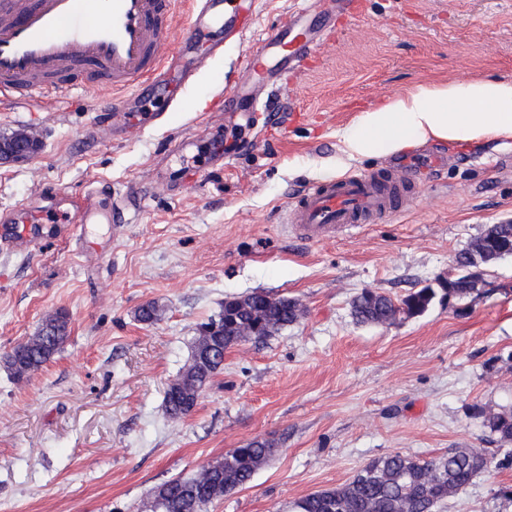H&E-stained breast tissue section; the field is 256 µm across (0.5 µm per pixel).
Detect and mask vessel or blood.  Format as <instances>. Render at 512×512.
<instances>
[{"label": "vessel or blood", "instance_id": "obj_1", "mask_svg": "<svg viewBox=\"0 0 512 512\" xmlns=\"http://www.w3.org/2000/svg\"><path fill=\"white\" fill-rule=\"evenodd\" d=\"M188 0L184 52L204 47L206 55L224 51L227 39L242 40L254 20V0ZM178 0H0V93L28 102L52 90L67 93L88 76L89 89L130 91L144 80L179 89L193 78L197 60L173 65L167 50ZM360 9L358 0H299L280 27L244 53L241 80L224 97L225 111L237 98H250L255 109H273L278 71L317 55L326 19ZM410 186L399 169L334 179L299 193L286 217L300 238L326 239L336 229L368 224L407 200ZM119 203L102 207L85 199L74 212L48 208L8 228V243L23 250L38 244L45 225L83 237L90 224H122Z\"/></svg>", "mask_w": 512, "mask_h": 512}]
</instances>
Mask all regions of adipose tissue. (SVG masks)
Here are the masks:
<instances>
[{
    "label": "adipose tissue",
    "mask_w": 512,
    "mask_h": 512,
    "mask_svg": "<svg viewBox=\"0 0 512 512\" xmlns=\"http://www.w3.org/2000/svg\"><path fill=\"white\" fill-rule=\"evenodd\" d=\"M512 140V80L435 82L384 97L362 111L342 137L350 160L389 157L434 141Z\"/></svg>",
    "instance_id": "ef3b65f1"
}]
</instances>
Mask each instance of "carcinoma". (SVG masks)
I'll return each instance as SVG.
<instances>
[{
  "instance_id": "cac0c4a2",
  "label": "carcinoma",
  "mask_w": 512,
  "mask_h": 512,
  "mask_svg": "<svg viewBox=\"0 0 512 512\" xmlns=\"http://www.w3.org/2000/svg\"><path fill=\"white\" fill-rule=\"evenodd\" d=\"M456 281L451 290L425 285L397 303L380 292L370 297L361 293L352 301L351 315L361 325L384 324L398 313L418 316L438 297L463 298L470 293L463 277ZM302 314L297 301L264 291L224 300V313L217 320L222 329L210 332L217 322L213 319L200 324L188 361L165 392L167 416L182 420L191 415L201 393L223 370L226 349L240 342L263 343ZM69 325L62 312L46 318L34 335L7 355L5 364L13 376L27 378L60 353L70 337ZM487 422L501 439L512 440L511 411L493 414ZM275 452L273 443L253 441L191 477L172 478L153 490V512H204L224 494L248 485ZM485 463L494 465V457L465 448H450L447 454L429 459L391 452L367 463L347 484L297 500L293 512H436L448 498V485L464 489Z\"/></svg>"
}]
</instances>
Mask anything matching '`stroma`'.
Segmentation results:
<instances>
[{
  "instance_id": "1",
  "label": "stroma",
  "mask_w": 512,
  "mask_h": 512,
  "mask_svg": "<svg viewBox=\"0 0 512 512\" xmlns=\"http://www.w3.org/2000/svg\"><path fill=\"white\" fill-rule=\"evenodd\" d=\"M245 46L226 44L181 90L189 111L167 109L169 92L147 86L130 117L162 118L121 142L91 136L106 100L80 90L0 104V137L23 131L40 145L26 162L0 163V209L39 206L40 181L67 207L91 192L113 197L128 219L89 225L81 242L0 249V359L49 314L66 312L71 329L25 380L0 363V512H152L154 488L257 440L275 442V455L206 512H292L391 451L427 459L451 448L493 454L499 466L439 512H512L500 493L512 486V441L483 418L512 410V257L476 268L470 295L420 316L375 326L351 315L363 290L397 300L459 276L455 254L512 221V143L406 150L408 205L321 242H301L283 222L288 197L322 183V170L388 166L340 151L344 129L386 95L512 79V0H363L358 15L337 19L319 59L284 76L279 123L259 139L244 119L205 109L236 77ZM184 130L194 151L167 154ZM218 138L239 151L181 194ZM436 149L448 166L434 173L424 160ZM156 177L171 192L151 193ZM255 291L299 300L306 313L266 342L225 352L195 411L172 423L165 391L199 324ZM149 301L162 309L151 325L135 316Z\"/></svg>"
}]
</instances>
